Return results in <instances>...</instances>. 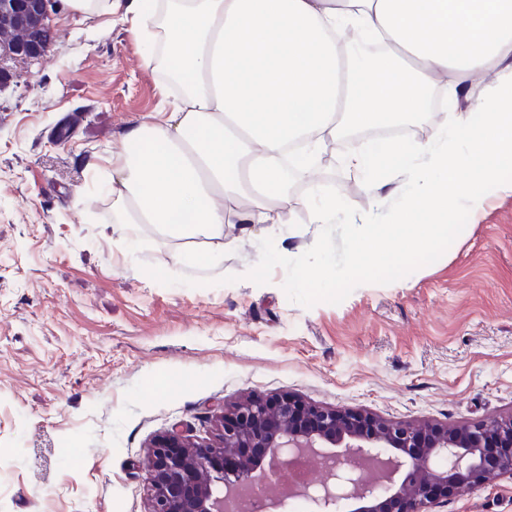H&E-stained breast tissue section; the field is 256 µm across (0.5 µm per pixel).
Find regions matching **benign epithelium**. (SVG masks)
Masks as SVG:
<instances>
[{"label":"benign epithelium","instance_id":"7a95c632","mask_svg":"<svg viewBox=\"0 0 512 512\" xmlns=\"http://www.w3.org/2000/svg\"><path fill=\"white\" fill-rule=\"evenodd\" d=\"M60 0H0V76L11 64L35 63L54 42ZM215 438L181 431L150 446L149 512H226L224 501L246 495L245 512L263 485L291 463L319 457L322 479L297 487L310 512H436L489 477L512 478V415L472 424L392 422L368 412L329 408L288 393L253 396L216 415ZM261 512H288L286 499L263 496Z\"/></svg>","mask_w":512,"mask_h":512}]
</instances>
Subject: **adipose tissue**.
I'll return each mask as SVG.
<instances>
[{
	"instance_id": "obj_1",
	"label": "adipose tissue",
	"mask_w": 512,
	"mask_h": 512,
	"mask_svg": "<svg viewBox=\"0 0 512 512\" xmlns=\"http://www.w3.org/2000/svg\"><path fill=\"white\" fill-rule=\"evenodd\" d=\"M65 13L118 11L140 25L161 21V56L180 97L154 120L132 126L112 158V212L122 224H149L173 240L217 238L221 251L177 249L176 265L211 264L236 249L228 224H289L305 209L315 223L336 220V201L298 195L286 184L284 149L303 141L307 157L327 142L386 123L426 119L439 83L467 95L492 72L477 112L427 138L394 141L374 160L357 149L348 167L373 163L368 190L390 185L387 165L419 187L401 196L384 224L350 225L349 262L401 266L448 234L459 201L480 209L512 169V0H61ZM383 48L350 60L346 30ZM428 223H415L417 214Z\"/></svg>"
}]
</instances>
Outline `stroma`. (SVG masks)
Instances as JSON below:
<instances>
[{"label":"stroma","mask_w":512,"mask_h":512,"mask_svg":"<svg viewBox=\"0 0 512 512\" xmlns=\"http://www.w3.org/2000/svg\"><path fill=\"white\" fill-rule=\"evenodd\" d=\"M51 23L46 56L0 87V512H148L151 442L211 438L251 395L414 423L512 414V171L434 249L357 272L347 226L387 209L343 143L296 186L335 195V223L228 224L221 263L176 268L175 241L112 220L113 154L178 96L144 62L157 28ZM441 512H512V478Z\"/></svg>","instance_id":"stroma-1"}]
</instances>
